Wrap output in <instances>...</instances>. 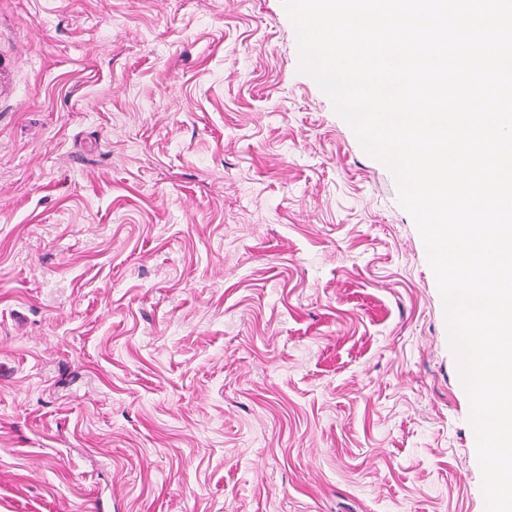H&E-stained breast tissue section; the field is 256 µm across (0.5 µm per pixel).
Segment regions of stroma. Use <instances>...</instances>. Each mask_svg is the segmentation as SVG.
Instances as JSON below:
<instances>
[{
  "label": "stroma",
  "instance_id": "1",
  "mask_svg": "<svg viewBox=\"0 0 512 512\" xmlns=\"http://www.w3.org/2000/svg\"><path fill=\"white\" fill-rule=\"evenodd\" d=\"M283 0H0V512H485L390 170Z\"/></svg>",
  "mask_w": 512,
  "mask_h": 512
}]
</instances>
